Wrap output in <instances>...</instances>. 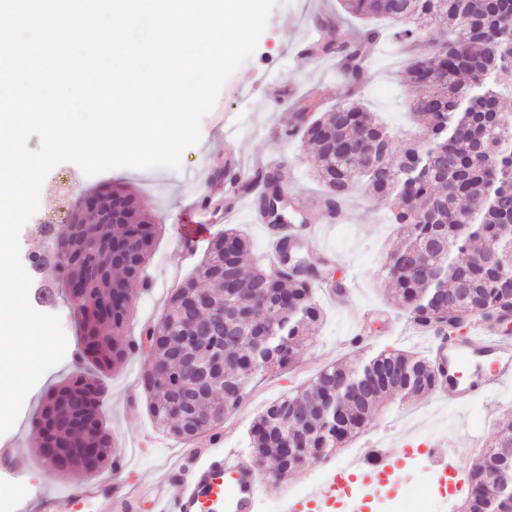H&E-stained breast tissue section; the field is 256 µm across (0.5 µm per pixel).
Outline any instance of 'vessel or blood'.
I'll list each match as a JSON object with an SVG mask.
<instances>
[{
    "label": "vessel or blood",
    "mask_w": 512,
    "mask_h": 512,
    "mask_svg": "<svg viewBox=\"0 0 512 512\" xmlns=\"http://www.w3.org/2000/svg\"><path fill=\"white\" fill-rule=\"evenodd\" d=\"M487 359L493 371L492 387L512 385V336L496 328L476 324L470 337H454L448 343L434 342L435 368H446L448 383L444 396L456 406L474 405L482 388L459 380V370L473 356ZM462 449L435 450L430 462L442 474L455 472ZM182 462L154 478L128 490L113 485L129 467L124 454L113 455L110 476L80 481L64 489L43 488L34 504V512H64L66 507H89L111 500L113 512H259L263 483L254 461L224 445V433L217 430L197 440L181 454ZM395 465L394 455L385 448L367 449L350 466L331 473L303 498L283 502L282 512H324L329 501L357 475H385Z\"/></svg>",
    "instance_id": "1"
}]
</instances>
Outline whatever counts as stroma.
I'll list each match as a JSON object with an SVG mask.
<instances>
[{"mask_svg":"<svg viewBox=\"0 0 512 512\" xmlns=\"http://www.w3.org/2000/svg\"><path fill=\"white\" fill-rule=\"evenodd\" d=\"M338 0H277L267 27L254 53L224 82L212 110L200 122L201 139L184 150L179 169L149 170L118 168L85 176L74 163L57 165L46 177L40 207L22 227L21 253L51 254L53 242L41 235L38 226L47 217L68 209L75 210L82 197L92 190L123 184L135 191L140 203L162 224L146 271V281L133 287V312L130 335L157 322L169 292L192 272L209 246L211 237L235 226L248 237L251 258L266 260L268 245L263 224L253 222L248 212L227 218L224 208L196 213L191 201L202 193L214 171L223 163H249L264 156L276 161L284 189L298 202L308 223L323 224L328 252L341 257V275L349 292L350 305L369 308L372 322L361 347H354V334L347 312L338 308L326 288L317 291L324 320L312 341L302 345L293 370L270 378L250 380L244 401L227 413L224 443L243 448L252 420L282 395L295 391L323 365L339 360H354L358 352L373 353L399 348L426 352L427 339L415 333L407 312L388 300L382 285L381 268L399 238L394 225L386 221L387 203L376 198L355 196L345 207V219L328 221L320 207L319 187L313 178L311 160L299 141H286L283 129L298 124L305 109L319 104L329 109L349 99L350 85L344 71L328 69L323 58L306 60L303 49L314 34L316 17L341 15ZM371 80L360 100L371 112L402 133L419 135L408 111L411 91L404 80L407 52L392 41L374 45L369 53ZM237 135L240 146L224 141L225 132ZM39 312L58 315L67 338L63 361L46 372L25 399L14 426L0 435V448L21 441L31 448V419L44 393L70 377L75 367L78 331L69 295L56 288L53 302L44 303L30 296ZM142 369L139 357H132L107 378L104 412L115 451L125 452L131 469L125 484L136 485L159 473L175 460L181 442L158 430L147 410V396L138 378ZM512 417V385L498 389L473 407L459 410L447 402H433L422 395L408 401L392 400L371 417L365 431L345 447L336 449L327 461L305 465L288 478L269 482L263 493V512H278L283 496H303L312 484L315 471L331 472L336 465L350 464L375 443L403 449L424 442L439 441L441 447L459 448L460 465L469 464L482 446L490 441L499 426ZM398 476L393 486L368 487L364 497L371 508L392 501L395 512H456V502L441 506L442 487L437 474L419 467L417 460H398ZM83 472L51 477L34 462L23 481H14L0 461V512H23L46 482L63 487L86 480Z\"/></svg>","mask_w":512,"mask_h":512,"instance_id":"1","label":"stroma"}]
</instances>
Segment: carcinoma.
Segmentation results:
<instances>
[{"label":"carcinoma","instance_id":"obj_1","mask_svg":"<svg viewBox=\"0 0 512 512\" xmlns=\"http://www.w3.org/2000/svg\"><path fill=\"white\" fill-rule=\"evenodd\" d=\"M340 3L359 30L350 36L342 22L316 19L324 32L316 52L340 57L356 90L370 77L365 60L373 44L390 38L411 50L431 31L442 37L440 49L412 53L406 68L407 84L417 91L410 115L422 136L399 144L356 100L304 118L285 138L299 139L313 154L327 216L337 215L356 192L388 202L389 223L406 237L385 265V288L429 335L440 324L460 336L475 320L497 319V303L508 295L504 285L512 281V0ZM385 19L403 27L390 33L379 25ZM255 182L265 187L255 200L257 214L282 250L288 236L274 216L285 196L281 178L272 166L259 165L237 189L245 192ZM112 194L124 201L112 223L78 213L54 240V250L68 255L53 268L59 283L82 287L85 301L74 308L81 356L96 369L47 391L32 419L35 455L48 469L52 460L67 463L56 476L97 472L113 454L104 423L105 376L131 354L127 299L131 284L143 277L155 224L133 193ZM249 248L235 228L216 235L193 275L171 291L159 321L140 337L148 412L182 441L218 428L228 403L242 400L225 392L226 384L286 370L302 340L323 322L316 288L332 278V256L288 270L247 264ZM410 251L421 253L426 264L409 267L402 257ZM242 302L258 310L288 305V314L275 321V339L259 350L251 324L239 315L227 317L221 332L211 328L220 306ZM338 387L346 400L332 422L324 412ZM439 387L431 358L399 349L332 363L267 406L250 425L246 448L259 467L286 476L314 457L327 459L384 398L411 399ZM497 448H512V422L501 425L465 470L463 512L487 507L486 488L502 464Z\"/></svg>","mask_w":512,"mask_h":512}]
</instances>
